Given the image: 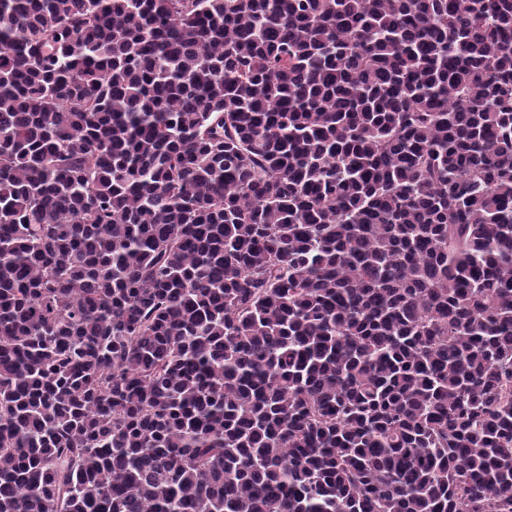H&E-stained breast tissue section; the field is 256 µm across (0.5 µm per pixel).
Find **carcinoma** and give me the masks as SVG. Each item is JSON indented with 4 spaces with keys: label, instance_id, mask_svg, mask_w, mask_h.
<instances>
[{
    "label": "carcinoma",
    "instance_id": "1",
    "mask_svg": "<svg viewBox=\"0 0 512 512\" xmlns=\"http://www.w3.org/2000/svg\"><path fill=\"white\" fill-rule=\"evenodd\" d=\"M0 512H512V0H0Z\"/></svg>",
    "mask_w": 512,
    "mask_h": 512
}]
</instances>
